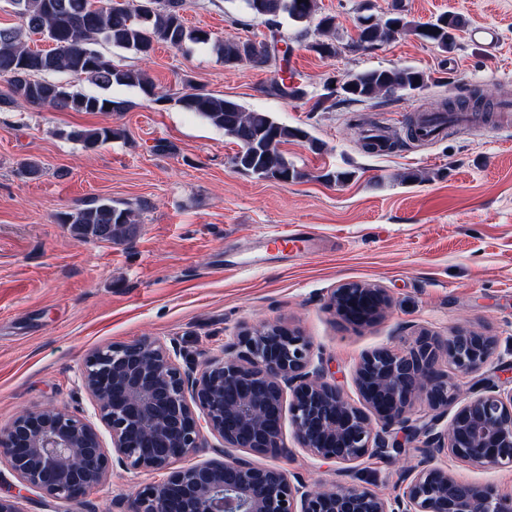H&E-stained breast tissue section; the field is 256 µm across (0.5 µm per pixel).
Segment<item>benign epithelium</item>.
Wrapping results in <instances>:
<instances>
[{"label": "benign epithelium", "mask_w": 512, "mask_h": 512, "mask_svg": "<svg viewBox=\"0 0 512 512\" xmlns=\"http://www.w3.org/2000/svg\"><path fill=\"white\" fill-rule=\"evenodd\" d=\"M330 304L361 323L379 317L389 298L382 288L346 283ZM496 349V338L478 328L446 336L421 331L401 352L376 349L356 366L362 400L356 406L330 380L327 366L313 365L307 337L282 325L241 332L223 357L198 368L182 366L177 346L157 339L111 345L86 357L78 382L111 432L112 452L89 420L47 407L22 411L0 427V463L23 486L71 502L86 498L113 460L167 472L163 482L128 497L125 512H512V496L460 481L437 463L444 456L474 467H512V391L482 378L461 401L455 381L484 371ZM416 397L435 415L413 417ZM286 410L299 446L340 465V474L368 456L400 455L396 429L421 440L417 463L399 475L402 494L387 499L341 481L316 488L281 467H257L233 455L174 467L206 447L208 432L226 448L287 453Z\"/></svg>", "instance_id": "7a95c632"}]
</instances>
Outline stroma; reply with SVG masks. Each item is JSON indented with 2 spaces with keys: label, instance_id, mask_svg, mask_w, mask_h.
<instances>
[{
  "label": "stroma",
  "instance_id": "obj_1",
  "mask_svg": "<svg viewBox=\"0 0 512 512\" xmlns=\"http://www.w3.org/2000/svg\"><path fill=\"white\" fill-rule=\"evenodd\" d=\"M335 18L331 57L316 53L315 22H284L289 64L308 96L282 100L262 93L265 67L225 65L207 45L185 52L157 46L149 59L110 46L117 64L143 69L157 105L136 88L115 86L119 112H72L48 107L0 112V425L18 411L46 406L94 421L104 448L109 429L77 376L91 351L145 337L175 342L199 364L221 357L225 345L266 322L300 331L323 358L346 399L360 404L354 369L380 347L404 348L414 332L441 336L460 326L498 338L502 366L494 375L512 387V131L494 112L474 113L443 139L417 146L406 129L418 111L479 89L491 103L512 95V0H318ZM400 9L412 24L441 13L462 17L451 50L406 31L374 48H355L359 18L385 19ZM188 26L214 38L268 39L262 19L243 0H186ZM496 26L497 52L471 42L470 30ZM412 67L429 81L421 90L378 104L331 105L313 110L328 87L377 68ZM270 112L283 124L308 131L280 150L301 171L290 183L261 180L234 169L233 139L177 102L186 80ZM382 124L392 149L369 153L363 129ZM112 126L121 138L86 151L65 138L73 127ZM169 152H155L157 141ZM43 173L17 172L24 159ZM329 171L345 182L324 181ZM94 199L131 207L136 234L114 244L76 240L59 213ZM307 227L318 249L295 255L259 251L260 233ZM260 266H252L256 253ZM347 282L384 288L389 306L375 321H346L330 308L334 289ZM286 456L250 454L258 466H279L308 482L338 481L283 423ZM417 459L407 446L396 459H366L356 483L393 497L400 471ZM166 477L162 471L110 469L106 480L79 502L24 488L0 464V496L20 512H119L121 500Z\"/></svg>",
  "mask_w": 512,
  "mask_h": 512
}]
</instances>
